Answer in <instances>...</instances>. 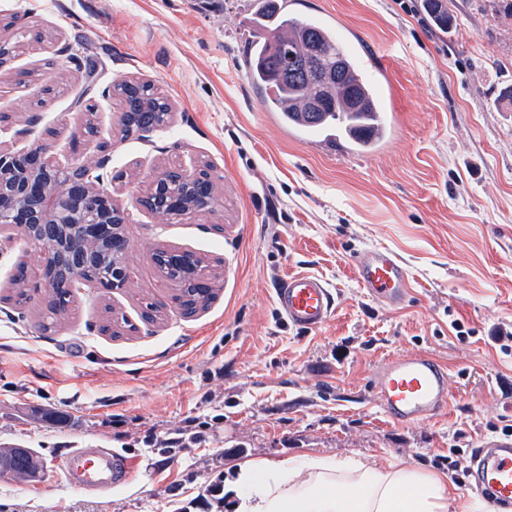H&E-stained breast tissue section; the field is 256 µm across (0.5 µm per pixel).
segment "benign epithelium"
I'll list each match as a JSON object with an SVG mask.
<instances>
[{
    "label": "benign epithelium",
    "mask_w": 512,
    "mask_h": 512,
    "mask_svg": "<svg viewBox=\"0 0 512 512\" xmlns=\"http://www.w3.org/2000/svg\"><path fill=\"white\" fill-rule=\"evenodd\" d=\"M39 116L13 129L9 115L0 113V133L13 131L23 139L32 133ZM108 143L90 144L84 133L70 139V151L79 161H61L47 144L18 148L0 145V254L3 247L23 240L38 246L25 252L22 261L39 280V287H52L53 276L61 267H69L67 298L86 288L101 293L130 287L134 268L130 262L127 212L112 195L100 191L101 170L109 158ZM175 182L179 193L167 201L168 208L148 210L165 221L183 219L202 204L218 202L211 170L198 166L193 172L164 168L154 173L145 189L143 203H148L161 182ZM81 229V252L74 256L71 230ZM165 252L176 279L161 272L164 283L179 288L193 287L205 296L202 277L208 274L206 256L184 248L159 247Z\"/></svg>",
    "instance_id": "benign-epithelium-1"
}]
</instances>
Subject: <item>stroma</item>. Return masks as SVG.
<instances>
[{
	"mask_svg": "<svg viewBox=\"0 0 512 512\" xmlns=\"http://www.w3.org/2000/svg\"><path fill=\"white\" fill-rule=\"evenodd\" d=\"M437 27L421 0H288L330 24L378 73L388 134L370 152L322 147L271 124L247 80L246 20L257 0H0L16 17L0 37L43 36L20 48L26 85L0 91V113L39 114L31 138L55 128L67 146L86 110L111 142L104 189L129 214L130 288L75 295L53 331L31 292L8 296L22 245L0 257V448L33 449L39 478L0 475V512H177L236 461L372 458L440 470L459 451L452 481L476 498L474 448L512 427V19L492 0H445ZM98 65L94 86L86 61ZM138 80L169 99L171 122L147 137L122 135L113 84ZM209 164L221 203L179 223L139 205L159 169ZM190 248L218 264L216 299L187 316L170 301L152 261L156 246ZM395 251L410 272L400 309L366 298L351 259ZM313 272L337 294L321 329L288 325L275 291ZM135 325L100 332L105 308ZM422 352L450 376L447 409L414 424L388 419L370 392L379 364ZM212 419L204 441L161 454L187 417ZM104 446L133 477L106 495L59 479L71 448Z\"/></svg>",
	"mask_w": 512,
	"mask_h": 512,
	"instance_id": "stroma-1",
	"label": "stroma"
}]
</instances>
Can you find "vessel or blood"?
I'll return each mask as SVG.
<instances>
[{
    "instance_id": "obj_1",
    "label": "vessel or blood",
    "mask_w": 512,
    "mask_h": 512,
    "mask_svg": "<svg viewBox=\"0 0 512 512\" xmlns=\"http://www.w3.org/2000/svg\"><path fill=\"white\" fill-rule=\"evenodd\" d=\"M355 278L365 297L381 304L402 305L408 295V269L391 250L373 247L352 259ZM275 303L288 323L302 330L325 326L336 310V295L319 276L302 272L289 276L277 289ZM371 390L385 415L398 423L427 420L448 405V371L423 353L381 363ZM476 489L499 512L512 507V440L490 439L472 455ZM68 486L108 492L124 483L130 470L111 449L72 448L61 460Z\"/></svg>"
}]
</instances>
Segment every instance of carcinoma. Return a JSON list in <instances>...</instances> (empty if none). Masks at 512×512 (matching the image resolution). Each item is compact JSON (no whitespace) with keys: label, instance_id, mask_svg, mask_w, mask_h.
Returning <instances> with one entry per match:
<instances>
[{"label":"carcinoma","instance_id":"cac0c4a2","mask_svg":"<svg viewBox=\"0 0 512 512\" xmlns=\"http://www.w3.org/2000/svg\"><path fill=\"white\" fill-rule=\"evenodd\" d=\"M250 28L256 35L245 71L261 91L266 109L283 113L302 130L349 135L358 151L375 148L383 136L370 141L360 135L377 125L386 127L380 91L357 57L336 46V34L329 25L315 17L282 11L270 14L261 9L251 17ZM122 104L130 112L142 113L141 125L163 121L165 103L144 86L124 92ZM13 285L15 303H27L24 267L17 268ZM66 287L61 272L51 289L60 311L68 305L63 299Z\"/></svg>","mask_w":512,"mask_h":512}]
</instances>
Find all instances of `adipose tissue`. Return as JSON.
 Masks as SVG:
<instances>
[{
  "mask_svg": "<svg viewBox=\"0 0 512 512\" xmlns=\"http://www.w3.org/2000/svg\"><path fill=\"white\" fill-rule=\"evenodd\" d=\"M235 512H482L446 473L362 458L244 461Z\"/></svg>",
  "mask_w": 512,
  "mask_h": 512,
  "instance_id": "1",
  "label": "adipose tissue"
}]
</instances>
